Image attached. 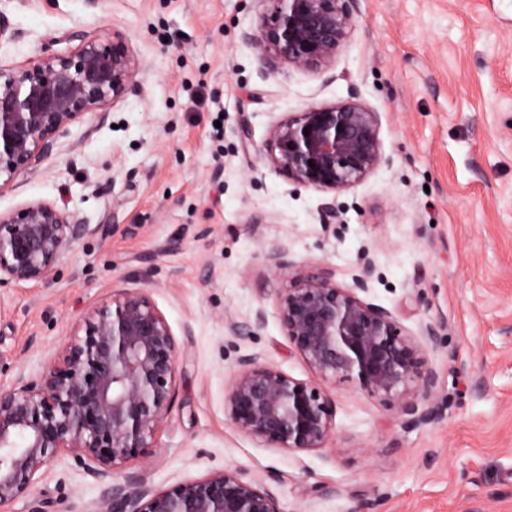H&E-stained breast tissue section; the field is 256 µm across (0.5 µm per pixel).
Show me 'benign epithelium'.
<instances>
[{
  "instance_id": "obj_1",
  "label": "benign epithelium",
  "mask_w": 512,
  "mask_h": 512,
  "mask_svg": "<svg viewBox=\"0 0 512 512\" xmlns=\"http://www.w3.org/2000/svg\"><path fill=\"white\" fill-rule=\"evenodd\" d=\"M272 5L256 45L263 72L287 63L323 72L355 24L356 0H267ZM78 45L8 69L0 67V190L17 176L35 175L70 126L122 102L149 64L118 30L66 32ZM309 135H304V131ZM270 163L288 179L319 191L353 186L382 164L380 122L356 89L330 105H310L269 131ZM315 167H310V164ZM86 229L67 205L32 201L0 211V285L46 282L73 240ZM267 253L288 287L277 307L288 350L314 378L295 379L259 355L238 360L225 410L240 432L290 452L324 447L333 406L319 381L355 383L368 396L392 399L414 426L437 412L422 404L436 388L423 369L436 328L402 333L393 314L365 301L371 263L350 288L335 271H314ZM180 349L150 296L119 288L87 312L36 374L20 372L0 392V512L26 497L53 465L70 456L98 481L155 447L176 400ZM107 512H282L275 485L241 470L155 489L140 479L112 488Z\"/></svg>"
}]
</instances>
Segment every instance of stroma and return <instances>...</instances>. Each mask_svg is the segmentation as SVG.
<instances>
[{
  "label": "stroma",
  "instance_id": "1",
  "mask_svg": "<svg viewBox=\"0 0 512 512\" xmlns=\"http://www.w3.org/2000/svg\"><path fill=\"white\" fill-rule=\"evenodd\" d=\"M0 12L18 32L0 45L2 66L68 50L65 31L104 28L150 64L105 117L71 126L37 176L0 190L2 212L63 202L88 226L48 282L0 288V391L39 372L113 289H142L180 346L177 396L155 448L113 484L243 470L277 476L283 512H512V0H358L326 76L262 73L267 0H0ZM352 86L380 116L387 164L336 192L288 180L266 158L270 127ZM326 201L339 223H323ZM274 245L291 263L332 267L343 287L372 256L367 301L403 333L437 326L434 421L412 426L398 403L330 380L323 448H270L231 424L239 357L313 377L288 350ZM259 309L260 330L231 335ZM109 500L68 458L12 512H104Z\"/></svg>",
  "mask_w": 512,
  "mask_h": 512
}]
</instances>
